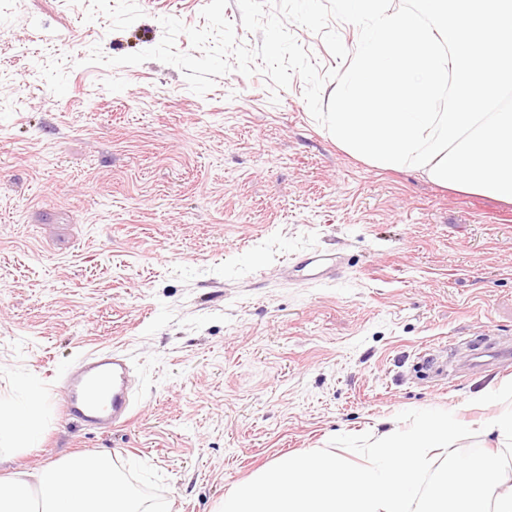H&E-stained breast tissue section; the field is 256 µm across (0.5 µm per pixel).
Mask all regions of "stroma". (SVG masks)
I'll return each instance as SVG.
<instances>
[{
    "instance_id": "obj_1",
    "label": "stroma",
    "mask_w": 512,
    "mask_h": 512,
    "mask_svg": "<svg viewBox=\"0 0 512 512\" xmlns=\"http://www.w3.org/2000/svg\"><path fill=\"white\" fill-rule=\"evenodd\" d=\"M207 0H0V405L39 402L0 475L109 458L151 512H219L267 463L438 408L475 429L512 364L417 379L433 343L512 337V204L336 145L304 82L233 70L197 95L156 60ZM331 255L335 279L287 273ZM130 367L134 419L63 417L86 353Z\"/></svg>"
}]
</instances>
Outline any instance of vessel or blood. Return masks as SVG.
I'll use <instances>...</instances> for the list:
<instances>
[{"label":"vessel or blood","instance_id":"1","mask_svg":"<svg viewBox=\"0 0 512 512\" xmlns=\"http://www.w3.org/2000/svg\"><path fill=\"white\" fill-rule=\"evenodd\" d=\"M511 358V348L490 344L474 354L473 364L484 368ZM60 394L61 413L92 426H124L133 417L135 402L127 366L111 353L96 351L80 359Z\"/></svg>","mask_w":512,"mask_h":512}]
</instances>
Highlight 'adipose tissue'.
<instances>
[{"label":"adipose tissue","mask_w":512,"mask_h":512,"mask_svg":"<svg viewBox=\"0 0 512 512\" xmlns=\"http://www.w3.org/2000/svg\"><path fill=\"white\" fill-rule=\"evenodd\" d=\"M0 512H146L142 500L101 457L71 454L36 473L0 477Z\"/></svg>","instance_id":"adipose-tissue-1"}]
</instances>
